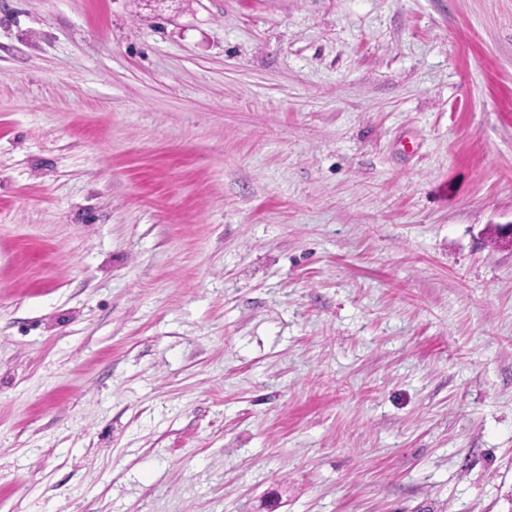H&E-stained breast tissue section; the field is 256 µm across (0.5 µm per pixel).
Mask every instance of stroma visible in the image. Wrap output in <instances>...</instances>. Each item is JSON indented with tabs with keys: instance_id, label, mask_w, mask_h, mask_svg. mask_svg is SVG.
Returning a JSON list of instances; mask_svg holds the SVG:
<instances>
[{
	"instance_id": "1",
	"label": "stroma",
	"mask_w": 512,
	"mask_h": 512,
	"mask_svg": "<svg viewBox=\"0 0 512 512\" xmlns=\"http://www.w3.org/2000/svg\"><path fill=\"white\" fill-rule=\"evenodd\" d=\"M512 0H0V512H512Z\"/></svg>"
}]
</instances>
